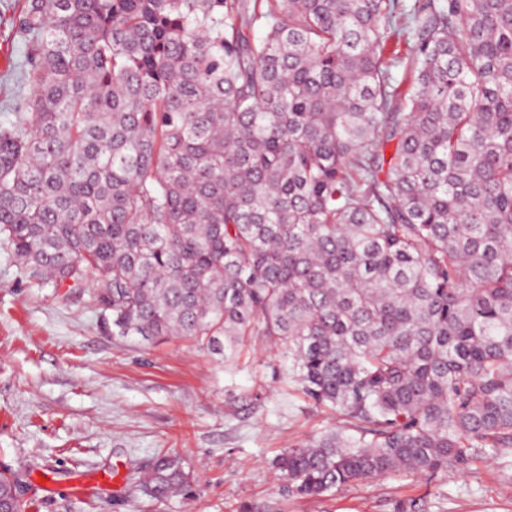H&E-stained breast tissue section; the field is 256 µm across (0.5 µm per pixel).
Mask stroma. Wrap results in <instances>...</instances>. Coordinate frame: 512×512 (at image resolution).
I'll return each instance as SVG.
<instances>
[{
  "label": "stroma",
  "instance_id": "stroma-1",
  "mask_svg": "<svg viewBox=\"0 0 512 512\" xmlns=\"http://www.w3.org/2000/svg\"><path fill=\"white\" fill-rule=\"evenodd\" d=\"M0 0V125L25 96L24 46ZM93 285L70 292L23 273L0 243V471L26 484L28 512H512V456L464 472L388 475L322 497L286 498L272 461L322 430L330 411L289 384L255 341L233 372L183 339L113 336ZM180 456L191 498L137 490L158 453Z\"/></svg>",
  "mask_w": 512,
  "mask_h": 512
}]
</instances>
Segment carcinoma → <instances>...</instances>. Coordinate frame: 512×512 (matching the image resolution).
Instances as JSON below:
<instances>
[{"label":"carcinoma","instance_id":"1","mask_svg":"<svg viewBox=\"0 0 512 512\" xmlns=\"http://www.w3.org/2000/svg\"><path fill=\"white\" fill-rule=\"evenodd\" d=\"M13 24L0 242L28 277L96 279L114 336L226 368L268 342L336 416L273 461L288 497L512 451V0H24ZM138 490L191 484L167 452Z\"/></svg>","mask_w":512,"mask_h":512}]
</instances>
